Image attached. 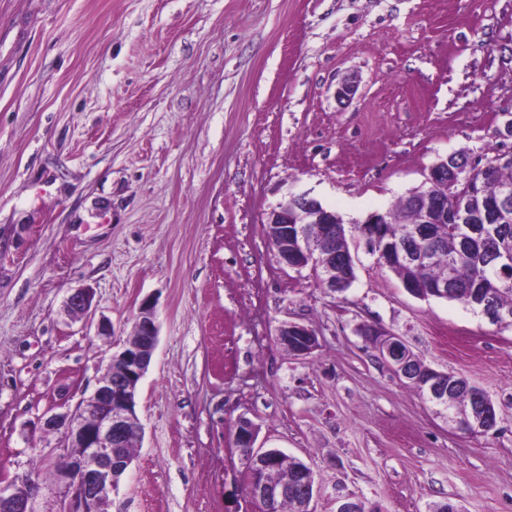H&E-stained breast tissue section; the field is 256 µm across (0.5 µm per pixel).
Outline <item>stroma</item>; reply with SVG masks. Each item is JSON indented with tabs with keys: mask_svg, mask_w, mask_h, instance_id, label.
<instances>
[{
	"mask_svg": "<svg viewBox=\"0 0 512 512\" xmlns=\"http://www.w3.org/2000/svg\"><path fill=\"white\" fill-rule=\"evenodd\" d=\"M511 111L512 0H0V482L38 468L35 512H62L43 420L151 298L143 437L106 512H260L242 415L312 468L314 512H512V329L410 295L354 230L438 159L494 156ZM302 194L345 225V291L265 233ZM83 287L92 315L68 314ZM285 321L318 349L289 354ZM364 326L483 389L496 427L455 430ZM277 341L295 356H308L319 346L317 334L307 326L283 322L277 329Z\"/></svg>",
	"mask_w": 512,
	"mask_h": 512,
	"instance_id": "1",
	"label": "stroma"
}]
</instances>
